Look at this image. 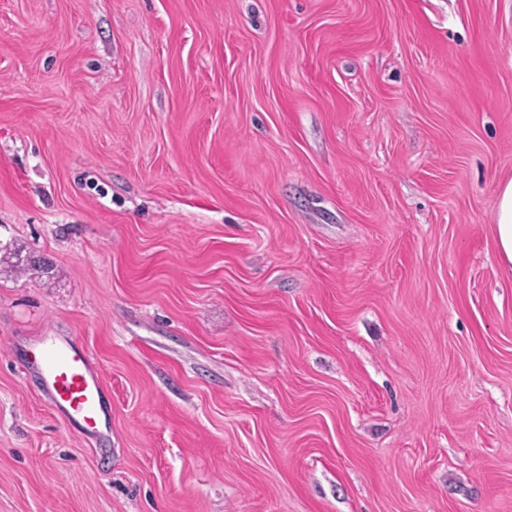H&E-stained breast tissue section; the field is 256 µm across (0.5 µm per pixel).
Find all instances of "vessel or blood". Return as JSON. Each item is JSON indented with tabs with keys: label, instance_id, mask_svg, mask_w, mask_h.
<instances>
[{
	"label": "vessel or blood",
	"instance_id": "obj_1",
	"mask_svg": "<svg viewBox=\"0 0 512 512\" xmlns=\"http://www.w3.org/2000/svg\"><path fill=\"white\" fill-rule=\"evenodd\" d=\"M26 378L35 380L53 408L84 434L97 436L110 413L90 353L70 338L56 336L22 358Z\"/></svg>",
	"mask_w": 512,
	"mask_h": 512
}]
</instances>
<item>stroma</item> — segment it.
Wrapping results in <instances>:
<instances>
[{
	"mask_svg": "<svg viewBox=\"0 0 512 512\" xmlns=\"http://www.w3.org/2000/svg\"><path fill=\"white\" fill-rule=\"evenodd\" d=\"M511 179L512 0H0V512H512ZM494 229L500 265L512 272V180L499 188ZM23 372L35 380L53 408L86 435L102 436L100 430L111 415L105 390L90 353L69 337L56 336L36 345L22 357ZM109 418V419H108Z\"/></svg>",
	"mask_w": 512,
	"mask_h": 512,
	"instance_id": "35a3bbf8",
	"label": "stroma"
}]
</instances>
